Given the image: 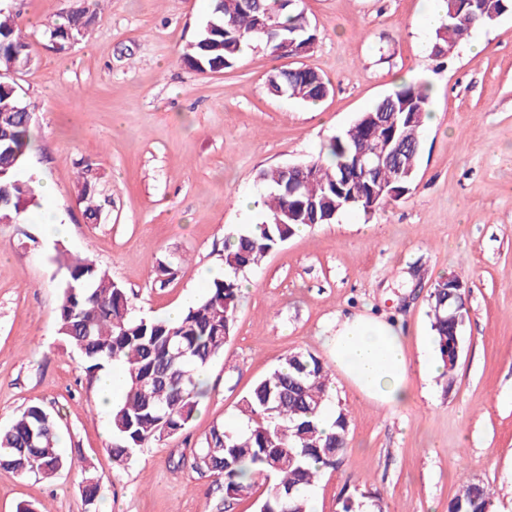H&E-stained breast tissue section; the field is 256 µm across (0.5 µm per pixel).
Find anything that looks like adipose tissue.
Here are the masks:
<instances>
[{
  "mask_svg": "<svg viewBox=\"0 0 512 512\" xmlns=\"http://www.w3.org/2000/svg\"><path fill=\"white\" fill-rule=\"evenodd\" d=\"M325 343L337 369L367 399L396 406L409 397L407 350L388 325L357 315L337 323Z\"/></svg>",
  "mask_w": 512,
  "mask_h": 512,
  "instance_id": "adipose-tissue-1",
  "label": "adipose tissue"
}]
</instances>
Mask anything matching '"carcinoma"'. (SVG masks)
I'll return each instance as SVG.
<instances>
[{
  "label": "carcinoma",
  "instance_id": "1",
  "mask_svg": "<svg viewBox=\"0 0 512 512\" xmlns=\"http://www.w3.org/2000/svg\"><path fill=\"white\" fill-rule=\"evenodd\" d=\"M482 12L459 10V0H444V15L435 28V57L444 58L458 44L455 29L485 25L511 11L512 0H484ZM97 18L94 0H80L48 32L79 40ZM455 20L457 28L449 26ZM294 38L310 52L316 31L303 11L282 0H212L210 17L198 39L186 47L183 60L198 71H220L235 66L244 49L264 45L276 58H285L283 41ZM31 62L30 45L15 18L0 9V222L26 223V214L38 206L31 179L17 174L24 168L32 142L29 104L22 99L10 65L23 69ZM272 94L284 92L305 104H316L329 93L317 71L296 67L274 70L268 79ZM430 87L409 83L361 113L353 126L334 137L318 159L306 164L302 182L292 184L284 168L260 173L266 187L261 221L224 242V276L213 279L205 292L188 304L181 319L138 315L121 284L87 256L62 265L64 279L58 300V333L82 359L89 372L118 364L126 376L120 401L112 405V459L129 464L137 451L152 442L188 428L206 394L200 376L224 353L233 335L240 299V281L273 250L302 227L331 224L345 211L371 215L383 199L375 192L399 191L413 183L421 157V129L430 112ZM406 112L397 127L377 125L383 108ZM400 140L407 152L402 164L377 160L381 141ZM375 159V170L364 172L356 158ZM79 199L85 215L96 220L100 212L95 193L84 181ZM432 330L443 373L454 370L456 338L467 314L463 299L448 297V281L437 283L431 294ZM330 372L319 358L304 352L286 355L268 376L242 396L238 412L243 430L215 424L193 453L191 468L224 483V501L232 504L252 495L260 483L265 495L256 500V512H310L304 490L314 486L322 469L340 463L346 447L348 422L343 412L331 430L321 423L329 398ZM78 466L58 446L55 418L30 405L9 427L0 430V467L21 476L50 479ZM487 486L462 483L448 512H492Z\"/></svg>",
  "mask_w": 512,
  "mask_h": 512
}]
</instances>
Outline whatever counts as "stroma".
Masks as SVG:
<instances>
[{"instance_id": "35a3bbf8", "label": "stroma", "mask_w": 512, "mask_h": 512, "mask_svg": "<svg viewBox=\"0 0 512 512\" xmlns=\"http://www.w3.org/2000/svg\"><path fill=\"white\" fill-rule=\"evenodd\" d=\"M73 4L0 0L32 52L17 82L37 150L20 176L52 186L41 204L67 226L54 239L38 224L0 223V428L42 406L101 493L85 500L77 468L50 481L0 468V512H225L220 483L178 460L214 424L234 423L241 397L285 355L331 363L325 339L353 315L401 334L411 395L382 406L334 373L331 406L347 417L348 448L312 487L314 512H338L343 497L365 512H448L466 481L489 486L495 512H512V13L472 29L443 62L430 53L433 26L416 24L421 0H298L317 30L307 55L277 60L258 44L234 67L200 73L182 53L210 0H101L89 34L54 51L43 31ZM279 66L318 71L328 96L313 110L272 95ZM403 76L430 84L436 117L409 191L374 214L296 233L248 272L189 428L113 464L96 377L58 333L56 246L92 256L142 316L186 307L223 275L225 239L257 222L259 173L317 159ZM85 179L101 204L94 223L79 199ZM446 278L463 283L467 314L445 386L427 365L437 357L430 294Z\"/></svg>"}]
</instances>
